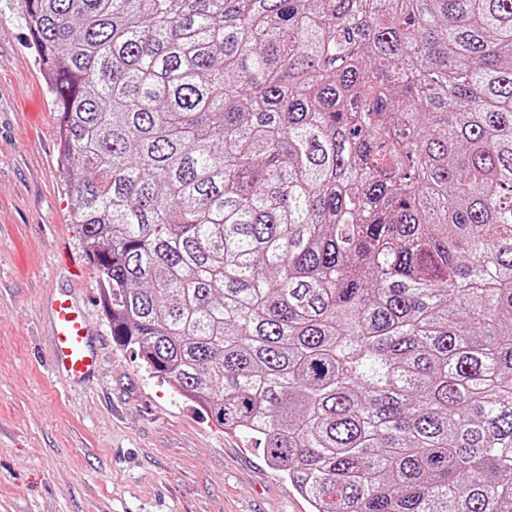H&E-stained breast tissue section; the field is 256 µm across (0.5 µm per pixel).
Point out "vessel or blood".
Returning a JSON list of instances; mask_svg holds the SVG:
<instances>
[{"mask_svg":"<svg viewBox=\"0 0 512 512\" xmlns=\"http://www.w3.org/2000/svg\"><path fill=\"white\" fill-rule=\"evenodd\" d=\"M50 323L55 343V361L72 378L86 376L97 361L91 345L88 314L80 301L66 292L49 301Z\"/></svg>","mask_w":512,"mask_h":512,"instance_id":"vessel-or-blood-1","label":"vessel or blood"}]
</instances>
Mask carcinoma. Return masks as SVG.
<instances>
[{"instance_id": "carcinoma-1", "label": "carcinoma", "mask_w": 512, "mask_h": 512, "mask_svg": "<svg viewBox=\"0 0 512 512\" xmlns=\"http://www.w3.org/2000/svg\"><path fill=\"white\" fill-rule=\"evenodd\" d=\"M112 339L313 512H512V0H21Z\"/></svg>"}]
</instances>
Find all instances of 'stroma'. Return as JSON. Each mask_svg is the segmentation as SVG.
I'll list each match as a JSON object with an SVG mask.
<instances>
[{
  "mask_svg": "<svg viewBox=\"0 0 512 512\" xmlns=\"http://www.w3.org/2000/svg\"><path fill=\"white\" fill-rule=\"evenodd\" d=\"M57 117L18 0H0V512H310L228 433L116 344L69 221ZM82 297L94 374L54 371L45 303Z\"/></svg>",
  "mask_w": 512,
  "mask_h": 512,
  "instance_id": "stroma-1",
  "label": "stroma"
}]
</instances>
